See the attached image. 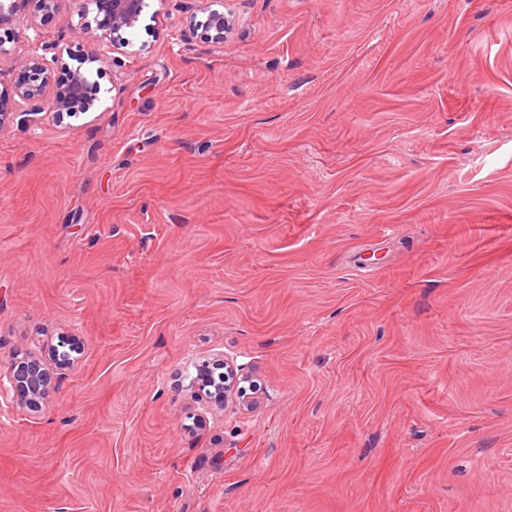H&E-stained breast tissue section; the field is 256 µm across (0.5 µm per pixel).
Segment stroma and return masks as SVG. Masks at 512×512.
Instances as JSON below:
<instances>
[{
    "mask_svg": "<svg viewBox=\"0 0 512 512\" xmlns=\"http://www.w3.org/2000/svg\"><path fill=\"white\" fill-rule=\"evenodd\" d=\"M148 2L92 112L0 130V382L50 379L0 512H512V0ZM217 0H200V11L206 14L205 33L216 44L224 43V36L231 32L234 27V16L231 13H224V10L213 9L212 2ZM13 376L9 381L10 390L16 395L18 401L33 400L42 397L48 387V378L41 362L36 357H30L26 361L15 363ZM208 368V373L210 375V377L212 378V384L211 385H216V384H219L223 381L224 383V380H225V375H224V372L226 373V367L224 365V369L225 371L224 372H219L218 375H217V380L215 378V370H220L219 368H216V367H210L209 365L207 366ZM202 369V368H201ZM201 369L199 370V373L197 374V381L196 383L198 384V387L199 389L204 392L205 396L210 399V402L213 403L215 406H218V407H223V406H227L229 404V401L233 402V399L235 398V396L237 395L236 392L234 391V387L232 386H227L226 383H224V385H216L212 390H207L205 392V390H203L204 388V384H203V381L201 379ZM223 376H224V380H223ZM236 394V395H235Z\"/></svg>",
    "mask_w": 512,
    "mask_h": 512,
    "instance_id": "35a3bbf8",
    "label": "stroma"
}]
</instances>
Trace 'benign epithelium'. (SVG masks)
I'll list each match as a JSON object with an SVG mask.
<instances>
[{
    "mask_svg": "<svg viewBox=\"0 0 512 512\" xmlns=\"http://www.w3.org/2000/svg\"><path fill=\"white\" fill-rule=\"evenodd\" d=\"M213 2L200 0V11L206 14V35L214 43L222 44L235 20L232 14L213 8ZM67 4L77 8L81 19L79 40L56 47L49 58L35 49L25 57L13 84L0 91V129L18 112L31 117L41 114L47 100L59 118L89 112L98 101L100 87L83 65L125 52L130 44L126 35L138 29L148 7L147 0H0V29L27 11L32 17L30 28L34 30L38 17L57 13ZM69 59L78 61L79 66L70 67ZM58 68L67 73L60 82L52 80V73ZM47 387L48 378L38 358L14 364L10 390L16 397L33 400L43 396ZM205 396L223 407L235 398V391L222 384L206 391Z\"/></svg>",
    "mask_w": 512,
    "mask_h": 512,
    "instance_id": "benign-epithelium-1",
    "label": "benign epithelium"
}]
</instances>
